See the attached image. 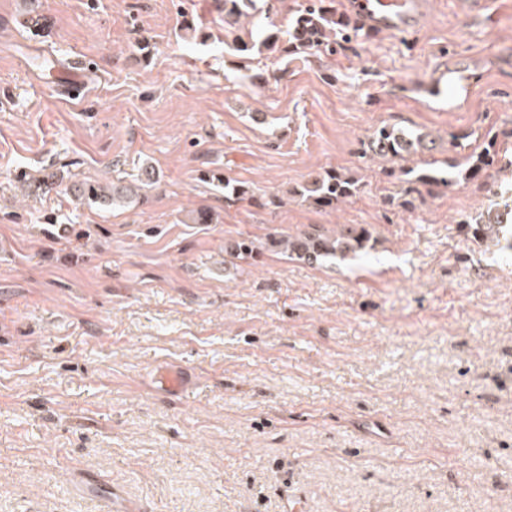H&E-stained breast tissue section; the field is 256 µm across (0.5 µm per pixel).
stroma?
Listing matches in <instances>:
<instances>
[{
	"label": "stroma",
	"mask_w": 512,
	"mask_h": 512,
	"mask_svg": "<svg viewBox=\"0 0 512 512\" xmlns=\"http://www.w3.org/2000/svg\"><path fill=\"white\" fill-rule=\"evenodd\" d=\"M425 9L410 36L244 59L217 0H0V512H512V254L465 225L512 205V0ZM75 58L68 100L49 70ZM384 125L441 166L488 137L501 161L407 209L361 153ZM147 166L126 208L68 190ZM330 168L359 194L292 196ZM345 224L371 240L344 260L267 246ZM243 237L263 253L227 263ZM84 71L81 66L72 65L65 69H59L55 75V87L57 92L66 98L75 100L83 96L85 88ZM200 179L207 183L224 188V199L229 201H239L254 197L255 189L253 185L232 181L215 170L203 171Z\"/></svg>",
	"instance_id": "35a3bbf8"
}]
</instances>
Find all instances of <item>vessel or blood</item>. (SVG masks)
Wrapping results in <instances>:
<instances>
[{"mask_svg":"<svg viewBox=\"0 0 512 512\" xmlns=\"http://www.w3.org/2000/svg\"><path fill=\"white\" fill-rule=\"evenodd\" d=\"M359 25L368 31L408 34L417 30L423 13L422 0H349ZM57 92L75 100L85 88L82 67L73 65L55 76Z\"/></svg>","mask_w":512,"mask_h":512,"instance_id":"vessel-or-blood-1","label":"vessel or blood"}]
</instances>
